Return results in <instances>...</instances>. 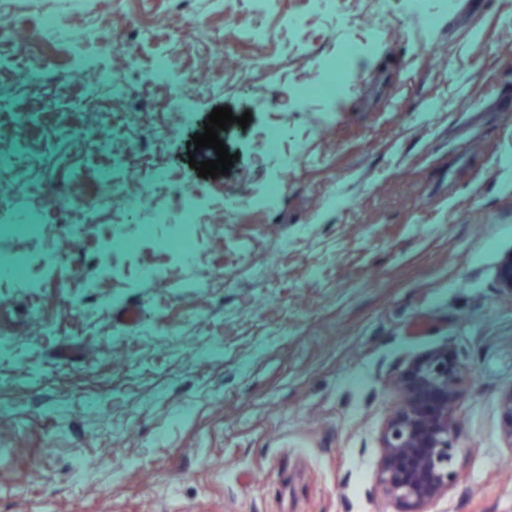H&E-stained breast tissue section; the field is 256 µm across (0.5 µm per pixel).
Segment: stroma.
Here are the masks:
<instances>
[{
    "label": "stroma",
    "mask_w": 512,
    "mask_h": 512,
    "mask_svg": "<svg viewBox=\"0 0 512 512\" xmlns=\"http://www.w3.org/2000/svg\"><path fill=\"white\" fill-rule=\"evenodd\" d=\"M387 2L382 13L351 0L347 25L318 21L339 48L362 25L382 28L351 52L332 112L311 46L282 30L303 0L259 14L252 0H186L202 24L184 40L175 0H11L0 12L20 33L0 44V174L29 184L0 217V512H396L374 489L394 378L445 346L466 369L461 479L431 512H512V293L496 280L512 251V0H447L428 28L408 0ZM48 17L83 36L92 65L122 70L121 53L99 50L120 37L139 65L125 98L101 86L71 106L82 84L67 46L36 38ZM258 23L276 39L252 40ZM219 37L221 81L200 95L158 85L165 107L147 111L158 58L199 70ZM238 56L277 66L243 73ZM296 80L307 103L282 123L296 153L258 164V135ZM223 106L252 119L222 134L229 173L202 178L187 143ZM19 109L36 118L17 139ZM78 128L114 129L112 155L75 145ZM146 161L171 172L159 194L172 208L190 191L218 202L260 190L283 167L288 182L275 207H241L183 242L165 224L109 220L71 238L78 211L39 217L45 185L95 199ZM60 244L63 259L42 267ZM273 249L276 270L259 278ZM130 307L132 326L120 319Z\"/></svg>",
    "instance_id": "obj_1"
}]
</instances>
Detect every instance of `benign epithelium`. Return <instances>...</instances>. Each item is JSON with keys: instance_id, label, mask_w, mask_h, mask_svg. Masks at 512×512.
Masks as SVG:
<instances>
[{"instance_id": "7a95c632", "label": "benign epithelium", "mask_w": 512, "mask_h": 512, "mask_svg": "<svg viewBox=\"0 0 512 512\" xmlns=\"http://www.w3.org/2000/svg\"><path fill=\"white\" fill-rule=\"evenodd\" d=\"M501 288L512 293V252L498 268ZM465 367L448 347L409 362L398 373L403 400L387 416L375 489L397 512H428L457 484L460 383Z\"/></svg>"}]
</instances>
